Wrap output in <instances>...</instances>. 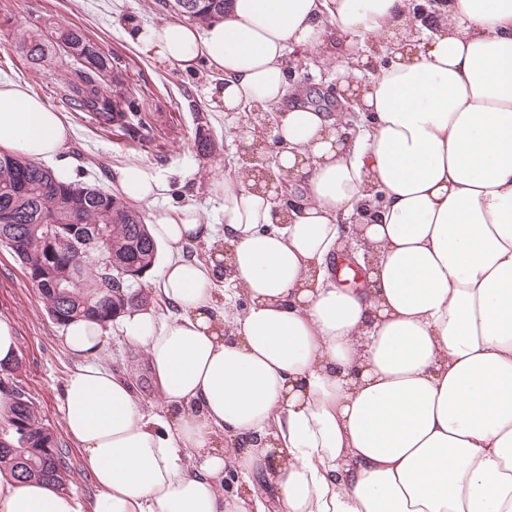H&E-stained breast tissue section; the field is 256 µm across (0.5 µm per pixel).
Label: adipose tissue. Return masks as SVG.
<instances>
[{"instance_id":"1","label":"adipose tissue","mask_w":512,"mask_h":512,"mask_svg":"<svg viewBox=\"0 0 512 512\" xmlns=\"http://www.w3.org/2000/svg\"><path fill=\"white\" fill-rule=\"evenodd\" d=\"M410 9L228 0L205 28L131 25L158 65L206 62L224 111H277L275 170L297 191L275 202L240 162L210 186L223 229L192 207L154 214L162 274L116 320L161 412L101 360L109 328L64 326L78 363L62 421L97 487L89 512H263L260 478L272 512H512V0H443L424 39ZM304 53L333 63L352 113L289 82ZM70 135L0 81L1 151L58 157ZM119 189L150 205L165 185L131 164ZM340 253L365 287L337 284ZM0 512L82 510L2 470Z\"/></svg>"}]
</instances>
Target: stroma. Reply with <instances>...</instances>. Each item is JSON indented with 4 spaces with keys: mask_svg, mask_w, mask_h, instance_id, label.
<instances>
[{
    "mask_svg": "<svg viewBox=\"0 0 512 512\" xmlns=\"http://www.w3.org/2000/svg\"><path fill=\"white\" fill-rule=\"evenodd\" d=\"M177 18L162 0H0V79L25 83L32 95L65 113L72 127L67 155L75 182L106 189L111 174L119 173L125 165L138 164L158 174L166 185L158 205L140 206L144 220H151L160 207L192 206L204 223L214 224L224 216L222 203L212 197L209 186L240 157L249 117L244 112L224 113L209 100L207 90L218 78L206 64H197L190 71L163 68L130 43V21L160 27ZM43 22L83 29L100 52L117 64L126 86L140 99L152 127L150 140L133 141L120 128H102L90 113L67 110L62 86L70 73L63 52H54L34 65L16 50L13 41L17 29ZM287 67L289 81L300 85L318 107L329 112L338 109L332 65L310 53L292 57ZM202 132L212 143L207 153L197 147ZM0 318L14 325L23 360L20 382L36 399L68 451L72 465L69 490L86 510L96 487L80 448L63 428L60 412L64 380L75 359L62 346V328L48 317L38 288L3 246ZM103 360L113 370L130 376L145 411H158L160 399L151 386L143 355L125 340L120 329H113Z\"/></svg>",
    "mask_w": 512,
    "mask_h": 512,
    "instance_id": "1",
    "label": "stroma"
}]
</instances>
